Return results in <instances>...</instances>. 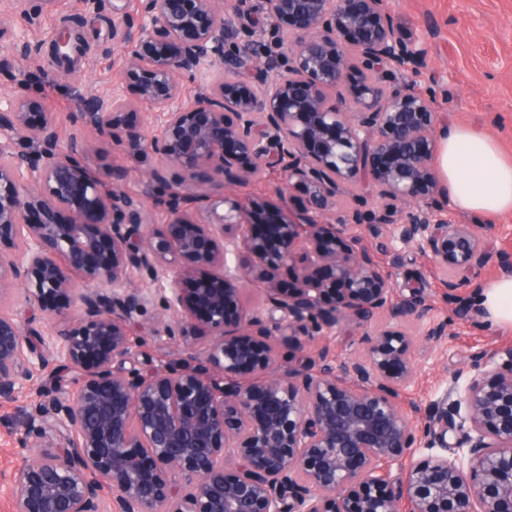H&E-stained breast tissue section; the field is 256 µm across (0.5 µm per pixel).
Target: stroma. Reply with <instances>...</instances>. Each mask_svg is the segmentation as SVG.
Segmentation results:
<instances>
[{"label": "stroma", "mask_w": 512, "mask_h": 512, "mask_svg": "<svg viewBox=\"0 0 512 512\" xmlns=\"http://www.w3.org/2000/svg\"><path fill=\"white\" fill-rule=\"evenodd\" d=\"M397 21L413 33H427L431 44L428 68L418 78L419 87L435 82L447 88L437 108L448 123L474 126L498 143L505 155H512V0H387ZM112 0H102L98 13L78 15L73 0H54L51 8L33 20H16L21 35L39 49L44 67L43 107L55 116L62 137L78 134L74 124L87 98L123 89L133 95L124 77L123 47L112 42ZM64 25L79 31L83 49L71 71L51 62L50 39ZM94 167L124 173L122 189L149 200L152 187L141 176L142 165L124 151L106 148L92 156ZM447 220L455 224H477L494 247L512 252V212L492 218L448 207ZM384 227L375 238L378 258L397 279V296L404 299L423 291L436 305L427 319L403 318L405 330L424 338L430 321L447 320L448 337L440 346L420 348L415 354L417 377L401 396L403 406L423 407L441 398L451 385L455 370L464 367L471 353L481 350L502 352L512 348V326L500 325L489 313L478 322L450 316L439 303L443 274L429 257L405 248ZM28 393L0 406V470L13 469L20 461L15 435L25 421Z\"/></svg>", "instance_id": "stroma-1"}]
</instances>
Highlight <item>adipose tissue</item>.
<instances>
[{
    "mask_svg": "<svg viewBox=\"0 0 512 512\" xmlns=\"http://www.w3.org/2000/svg\"><path fill=\"white\" fill-rule=\"evenodd\" d=\"M437 169L457 209L487 216L512 211V161L475 128L445 131Z\"/></svg>",
    "mask_w": 512,
    "mask_h": 512,
    "instance_id": "1",
    "label": "adipose tissue"
}]
</instances>
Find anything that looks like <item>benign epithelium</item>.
Here are the masks:
<instances>
[{"label":"benign epithelium","mask_w":512,"mask_h":512,"mask_svg":"<svg viewBox=\"0 0 512 512\" xmlns=\"http://www.w3.org/2000/svg\"><path fill=\"white\" fill-rule=\"evenodd\" d=\"M31 4L0 12V44L21 71L0 108V298L21 285L26 302L0 314V406L30 387L21 463L0 472L12 512H101L106 489L107 512H512V349L500 362L474 352L454 375L465 412L440 400L412 423L401 394L416 342L399 320L433 304L397 300L351 233L394 225L449 274L458 315L481 313L460 291L482 270L512 274V254L479 226L443 218L440 89L417 85L426 41L401 31L386 0H140L134 15L112 11L136 97H89L76 123L91 136L63 144L30 94L38 48L15 39ZM53 47L58 66L80 51L65 28ZM138 110L159 115L157 128L134 121ZM103 144L158 160L141 174L168 223H147L143 202L89 165ZM271 169L275 199L242 191ZM352 185L355 207L336 214ZM152 300L154 336L180 350L146 372L131 327ZM39 312L54 320L48 339ZM338 326L359 332L361 355L304 354ZM447 335L434 322L425 343Z\"/></svg>","instance_id":"7a95c632"}]
</instances>
